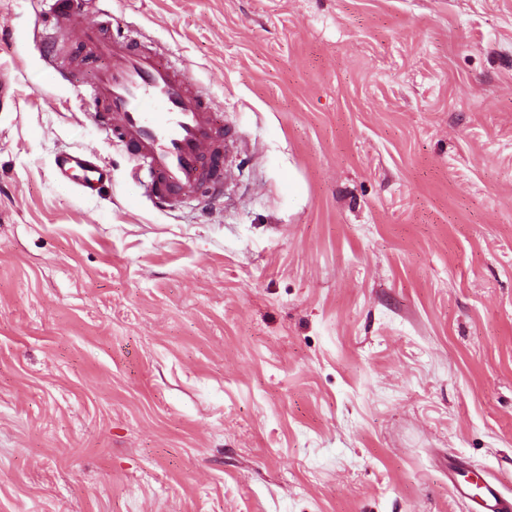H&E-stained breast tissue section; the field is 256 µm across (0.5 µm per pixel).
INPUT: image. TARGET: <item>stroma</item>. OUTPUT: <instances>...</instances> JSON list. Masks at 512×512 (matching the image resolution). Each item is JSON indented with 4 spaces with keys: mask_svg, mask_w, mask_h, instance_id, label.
I'll return each mask as SVG.
<instances>
[{
    "mask_svg": "<svg viewBox=\"0 0 512 512\" xmlns=\"http://www.w3.org/2000/svg\"><path fill=\"white\" fill-rule=\"evenodd\" d=\"M51 3L0 0V512H468L452 455L512 493V0H97L241 143L164 209ZM56 168L63 179L72 182L74 187L83 192L96 182L112 180L111 169L102 166L94 152L68 154L55 161Z\"/></svg>",
    "mask_w": 512,
    "mask_h": 512,
    "instance_id": "obj_1",
    "label": "stroma"
}]
</instances>
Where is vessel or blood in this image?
Listing matches in <instances>:
<instances>
[{
	"label": "vessel or blood",
	"instance_id": "obj_1",
	"mask_svg": "<svg viewBox=\"0 0 512 512\" xmlns=\"http://www.w3.org/2000/svg\"><path fill=\"white\" fill-rule=\"evenodd\" d=\"M52 19L55 29L75 46L71 53L55 46L47 49L55 77L69 82L77 68L96 66L90 117L133 155V181L162 206L204 184L220 192L222 182L211 162L227 153L233 141L217 123L211 100L186 70L165 61L158 47L135 46L126 37L109 38L101 28L83 24L75 0H55ZM55 165L61 178L80 191L112 179L111 169L91 151L63 156ZM448 489L472 512H512V497L461 457L448 460Z\"/></svg>",
	"mask_w": 512,
	"mask_h": 512
}]
</instances>
